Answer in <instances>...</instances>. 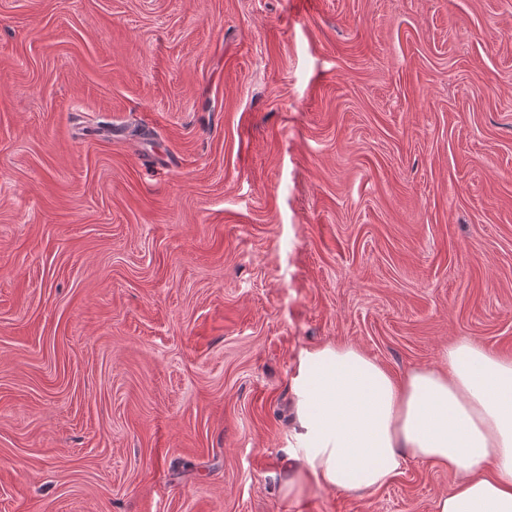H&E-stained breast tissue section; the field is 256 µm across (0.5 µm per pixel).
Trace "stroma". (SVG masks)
I'll return each instance as SVG.
<instances>
[{
	"label": "stroma",
	"instance_id": "stroma-1",
	"mask_svg": "<svg viewBox=\"0 0 512 512\" xmlns=\"http://www.w3.org/2000/svg\"><path fill=\"white\" fill-rule=\"evenodd\" d=\"M512 356V0H0V512L280 492L304 350Z\"/></svg>",
	"mask_w": 512,
	"mask_h": 512
}]
</instances>
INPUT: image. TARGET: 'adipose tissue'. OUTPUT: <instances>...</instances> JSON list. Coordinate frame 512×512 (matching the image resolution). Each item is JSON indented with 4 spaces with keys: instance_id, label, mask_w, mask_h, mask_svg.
I'll use <instances>...</instances> for the list:
<instances>
[{
    "instance_id": "adipose-tissue-1",
    "label": "adipose tissue",
    "mask_w": 512,
    "mask_h": 512,
    "mask_svg": "<svg viewBox=\"0 0 512 512\" xmlns=\"http://www.w3.org/2000/svg\"><path fill=\"white\" fill-rule=\"evenodd\" d=\"M443 360L397 379L351 344L303 352L284 498L377 489L415 461L455 477L436 512H512V357L459 339Z\"/></svg>"
}]
</instances>
